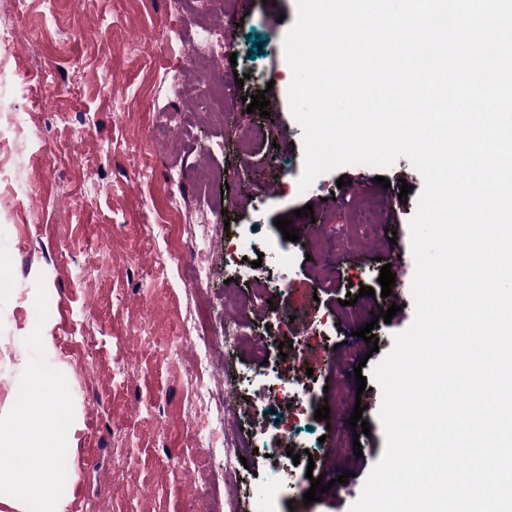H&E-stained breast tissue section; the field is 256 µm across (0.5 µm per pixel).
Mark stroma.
<instances>
[{
  "label": "stroma",
  "mask_w": 512,
  "mask_h": 512,
  "mask_svg": "<svg viewBox=\"0 0 512 512\" xmlns=\"http://www.w3.org/2000/svg\"><path fill=\"white\" fill-rule=\"evenodd\" d=\"M0 0V414L12 405L29 354L23 339L35 309V280L44 278L49 315L43 335L49 363L61 371L74 402L65 512H349L383 454L380 389L348 399L364 404L369 434L322 450L325 428H347L305 416L289 435L294 452L311 453L317 474L331 480L320 500L304 503L311 482L279 473L276 414L255 421L251 407L267 381L288 364L270 346L267 364L248 347L224 346L225 286L249 293L263 283L282 314L310 322L301 361L314 372L311 408L326 386L355 384L410 326L415 264L409 222L424 187L407 158L387 168L339 167L300 190L303 132L291 113L292 71L283 38L296 0H254L235 17L234 0ZM205 24L226 54L215 81L244 75L216 121L194 112L186 90L198 78L189 49ZM37 53H30V46ZM265 92L267 115L251 113L245 93ZM258 140L240 157L236 141L257 126ZM348 185L338 186L340 177ZM410 184L400 197L402 184ZM371 199L378 224L344 237L358 201ZM312 205V216L296 209ZM209 221L197 223L199 214ZM316 221L337 240L329 264L335 279L321 287L318 254L285 240L275 219ZM210 268L197 275L198 264ZM396 278L381 297V265ZM373 287V303L399 305L370 346L359 323L335 318L339 301ZM211 351L203 406L188 383L200 348ZM238 373V397L225 399V369ZM257 437L234 474L210 462L224 441V419ZM346 483H338V476Z\"/></svg>",
  "instance_id": "obj_1"
}]
</instances>
